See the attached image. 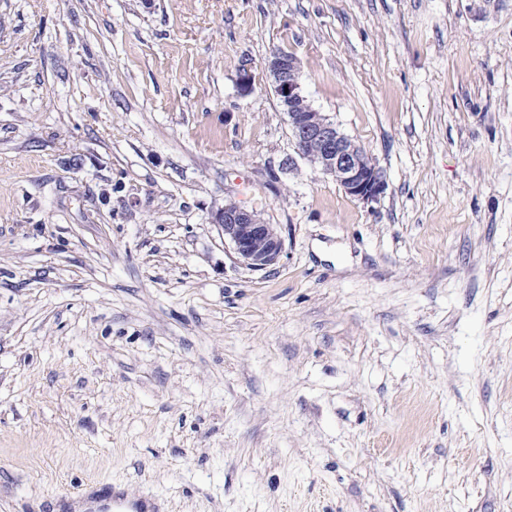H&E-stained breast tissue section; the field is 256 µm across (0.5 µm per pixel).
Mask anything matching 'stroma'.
Masks as SVG:
<instances>
[{"label": "stroma", "mask_w": 512, "mask_h": 512, "mask_svg": "<svg viewBox=\"0 0 512 512\" xmlns=\"http://www.w3.org/2000/svg\"><path fill=\"white\" fill-rule=\"evenodd\" d=\"M278 49L378 200L298 154ZM101 481L512 512V0H0V512ZM214 221L225 243L228 241L239 260L252 270H265L278 261L282 239L274 225L266 224L256 212L225 204L215 213Z\"/></svg>", "instance_id": "obj_1"}]
</instances>
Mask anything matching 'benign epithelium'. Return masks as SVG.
Instances as JSON below:
<instances>
[{"label":"benign epithelium","mask_w":512,"mask_h":512,"mask_svg":"<svg viewBox=\"0 0 512 512\" xmlns=\"http://www.w3.org/2000/svg\"><path fill=\"white\" fill-rule=\"evenodd\" d=\"M266 71L287 110L301 157L336 180L350 197L366 203L377 200L387 187L383 173L359 144L311 106L300 81L297 57L276 50L267 61ZM214 221L249 268L265 270L278 261L282 239L274 225L265 223L256 212L230 203L217 210Z\"/></svg>","instance_id":"7a95c632"}]
</instances>
